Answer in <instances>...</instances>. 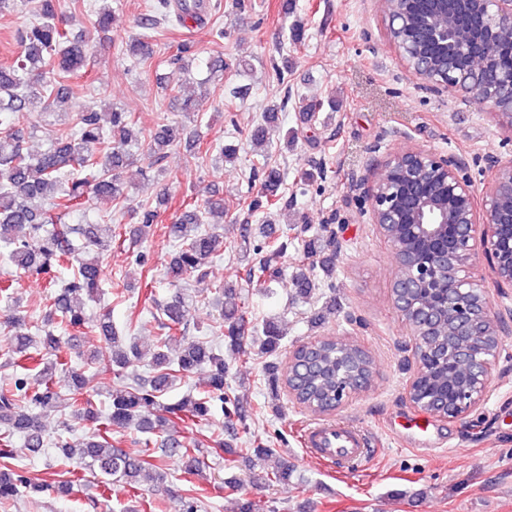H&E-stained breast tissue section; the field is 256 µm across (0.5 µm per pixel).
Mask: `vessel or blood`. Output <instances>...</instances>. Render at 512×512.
<instances>
[{"mask_svg":"<svg viewBox=\"0 0 512 512\" xmlns=\"http://www.w3.org/2000/svg\"><path fill=\"white\" fill-rule=\"evenodd\" d=\"M303 441L311 457L319 461H335L357 467L368 458L364 433L350 425L321 423L308 426Z\"/></svg>","mask_w":512,"mask_h":512,"instance_id":"obj_1","label":"vessel or blood"}]
</instances>
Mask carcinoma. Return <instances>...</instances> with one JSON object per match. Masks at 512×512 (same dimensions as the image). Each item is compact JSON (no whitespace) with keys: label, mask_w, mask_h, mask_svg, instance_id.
Segmentation results:
<instances>
[{"label":"carcinoma","mask_w":512,"mask_h":512,"mask_svg":"<svg viewBox=\"0 0 512 512\" xmlns=\"http://www.w3.org/2000/svg\"><path fill=\"white\" fill-rule=\"evenodd\" d=\"M29 8L34 16L24 31L23 50L12 62L0 65V114L12 121H0V248L7 250L11 266L24 273L49 276V313L44 325L31 331L28 316L16 299L0 314V333L10 337L14 362L23 373L12 374L0 387V505L17 500L24 492L61 493L64 487L35 483L24 468L10 466L14 459L13 438L21 435L24 446L38 454L47 444L41 422L46 412L65 411L83 422V431L69 428L54 446L58 458L89 469L97 482L108 486L123 482L134 487L146 479L157 492L167 490V473L154 464L155 454L187 460L193 475L205 460L201 442L186 438L179 427L191 428L212 422L222 413L228 423L242 419L240 402L229 395L228 370L224 355L210 338L188 339L191 311L197 300L181 284L189 277L205 278L208 266L218 251L219 236L204 227L213 218L224 219V198L212 194L202 202L188 203L171 231L178 248L166 266V277L176 291L159 308L160 336L152 354L147 377H132V382L111 394L107 409L96 402L100 373L120 377L135 373L142 356L139 345L112 324L110 315L94 319L87 314L86 301L100 293L101 259L116 236L106 224H66L53 218L54 209H67L73 203L92 197L112 200L115 210H128V183L136 178L158 177L167 150L181 142L187 124L195 121L202 99L185 94L190 84L189 62L205 61L210 74L224 71V57L214 56L206 48L191 42L180 44L170 57L172 81L170 92L181 101L186 122L168 124L161 120L148 142L139 141L138 121L131 113L113 105L105 112H83L75 125L59 130L45 152L34 154L26 147V132L16 125L24 118L32 96L43 98L44 111L57 112L68 97L67 81L85 71L90 62L88 43L73 36L69 21L59 14L58 0H0V13L18 6ZM207 0H153L137 21L138 31L120 44L138 66L152 63L157 36L162 26L202 20L212 10ZM115 18L112 0H101L94 26L106 33ZM512 43L499 45L494 56L492 78L503 94L512 95ZM216 150L220 159H236V149L222 144L206 148L196 146L190 155L199 160L201 152ZM281 175L278 169L264 172L266 202L277 196ZM48 202L41 209L29 202ZM139 235L145 236L156 220V210L148 203L137 207ZM288 241L274 242L266 255L243 267L242 280L261 286L280 274L276 259L286 254ZM215 305L222 320L218 338L231 349L247 353L246 345H258L263 354H273L281 347L282 333L273 320L263 323L262 334L238 301L234 285L220 281L213 288ZM418 312L433 311L440 321L437 335L425 337L421 360L424 370L413 384L412 395L420 408L435 401V395L463 383L469 374L465 363L448 364V339L453 337L454 322L439 297L425 296ZM80 329L91 325L98 329L103 345L87 356L95 373L86 375L69 368L65 347L56 326ZM205 365L209 368L206 385L187 386L182 397L173 402L163 397L177 380L190 377ZM68 374L66 392L58 390L56 373ZM275 380L291 386L295 402L302 408L321 413L336 401V395L374 375V362L362 347L354 343H336L328 338L308 354L297 350L293 364L278 372ZM133 428L148 435L144 448L131 454L109 441L112 432ZM294 466L281 461L271 472L270 481L286 485ZM196 492L184 491L177 498L176 512H199Z\"/></svg>","instance_id":"obj_1"}]
</instances>
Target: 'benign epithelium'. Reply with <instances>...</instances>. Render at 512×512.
<instances>
[{
  "label": "benign epithelium",
  "mask_w": 512,
  "mask_h": 512,
  "mask_svg": "<svg viewBox=\"0 0 512 512\" xmlns=\"http://www.w3.org/2000/svg\"><path fill=\"white\" fill-rule=\"evenodd\" d=\"M393 2L385 12L387 40L406 68L428 87L458 90L495 115H508L512 131V100L504 103L487 75L461 67L464 57L490 63L498 45L512 41V0H425L427 14L418 17L409 8L411 0ZM442 13L475 19L466 43L460 42L455 28L431 24L429 15ZM406 29L414 30L413 40L395 41L394 34ZM391 168L398 171L405 193L389 191L381 179ZM458 168L457 162L423 148L388 153L365 188L376 232L403 259V272L391 284L395 307L413 304L417 290L435 280L448 289V313L460 315L458 335L468 337L456 354L473 361V377L442 398L446 412L432 413L446 420L480 409L496 378L497 359L477 354L484 351L485 337L500 335L503 316L488 306L484 291L472 279L471 261L482 256L497 285H512V262L503 260V252L512 248V225L498 222L505 205L502 185L512 180V158L491 161L480 212L475 190L459 176ZM433 183L447 187L448 196L438 197L430 188ZM414 323L425 328L422 334L427 336L436 320L418 316ZM422 334L410 333L408 348L415 375L422 369Z\"/></svg>",
  "instance_id": "benign-epithelium-1"
}]
</instances>
